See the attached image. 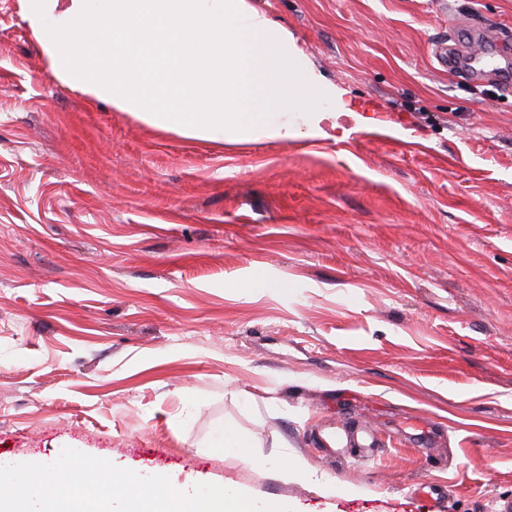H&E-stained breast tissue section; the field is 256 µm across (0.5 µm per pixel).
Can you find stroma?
I'll use <instances>...</instances> for the list:
<instances>
[{
    "label": "stroma",
    "mask_w": 512,
    "mask_h": 512,
    "mask_svg": "<svg viewBox=\"0 0 512 512\" xmlns=\"http://www.w3.org/2000/svg\"><path fill=\"white\" fill-rule=\"evenodd\" d=\"M248 2L369 111L189 138L53 77L0 0V462L70 447L300 512H512V84L433 55L479 20L512 43V0ZM250 268L285 289L242 294ZM224 424L259 465L210 448ZM367 425L369 453L329 440ZM287 458L329 491L271 478Z\"/></svg>",
    "instance_id": "obj_1"
}]
</instances>
